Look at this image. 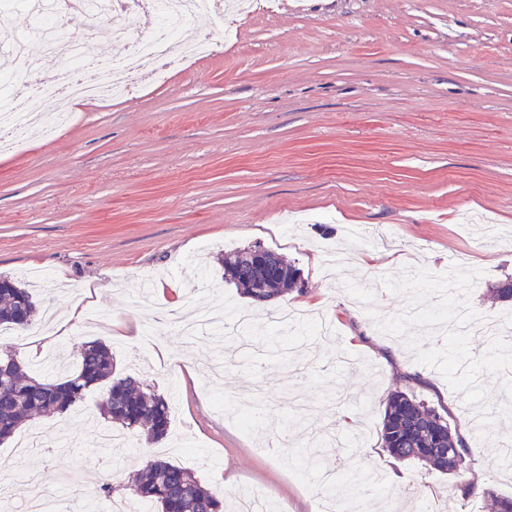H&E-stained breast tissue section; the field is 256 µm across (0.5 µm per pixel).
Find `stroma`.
I'll use <instances>...</instances> for the list:
<instances>
[{
    "mask_svg": "<svg viewBox=\"0 0 512 512\" xmlns=\"http://www.w3.org/2000/svg\"><path fill=\"white\" fill-rule=\"evenodd\" d=\"M223 28L210 24L224 36L214 55L165 84L76 104L58 139L34 129L0 155V273L68 285L40 292L32 329L0 334V350L54 381L99 340L117 372L171 400L162 445L133 434L129 447L97 448L113 428L97 388L22 427L0 464L18 482L46 461L68 510L76 489L94 491L105 472L122 486L160 449L195 469L224 512L241 487L322 512L314 474L345 464L377 472L371 512H495L454 475L384 452L383 402L404 390L447 408L471 448L469 479L512 496L498 458L512 440V369L485 378L497 421L482 439L463 395L379 328L407 295L378 290L368 311L344 283L400 276L421 247L433 274L481 270L469 297L478 317L512 318L489 293L512 277V0H259ZM256 243L294 261L304 291L258 305L225 283L224 255ZM330 249L367 264L325 272ZM224 301L258 324L301 309L333 333L300 323L280 348L251 340L242 362L207 380L198 368L215 351L157 311ZM73 309L71 334L45 342L48 315ZM264 396L273 408L241 425L238 408Z\"/></svg>",
    "mask_w": 512,
    "mask_h": 512,
    "instance_id": "obj_1",
    "label": "stroma"
}]
</instances>
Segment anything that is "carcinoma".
<instances>
[{
    "instance_id": "1",
    "label": "carcinoma",
    "mask_w": 512,
    "mask_h": 512,
    "mask_svg": "<svg viewBox=\"0 0 512 512\" xmlns=\"http://www.w3.org/2000/svg\"><path fill=\"white\" fill-rule=\"evenodd\" d=\"M257 246L239 249L224 258V281L234 284L255 302L266 303L301 283L295 263L272 250L267 258L279 266L280 275L271 280L265 268L252 258ZM29 289L0 274V327L27 330L36 312ZM105 389L100 412L126 429L144 432L156 444L169 429V406L165 398L143 390L139 377L115 375L112 351L100 341L85 342L77 369L60 382L34 375L16 353L0 355V444L13 437L33 414L64 413L81 401L87 390ZM383 447L394 458L425 462L442 473L462 478L458 488L469 496L476 491L473 481L463 479L470 448L457 428L451 427L448 412L426 404L412 394L397 391L383 403ZM377 480L373 471L349 469L341 483L356 497ZM481 495L495 501L497 512H512V496H502L490 485ZM126 496L151 503L161 512H224V500L200 481L194 470L160 458L129 475Z\"/></svg>"
}]
</instances>
